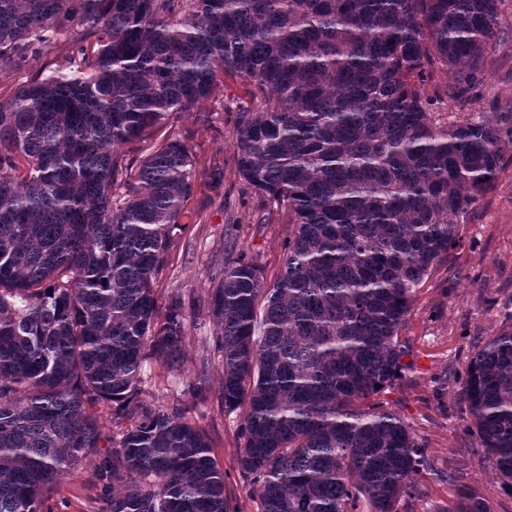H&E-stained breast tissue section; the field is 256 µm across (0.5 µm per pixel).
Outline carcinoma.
<instances>
[{"mask_svg":"<svg viewBox=\"0 0 512 512\" xmlns=\"http://www.w3.org/2000/svg\"><path fill=\"white\" fill-rule=\"evenodd\" d=\"M502 2L0 0L1 75L82 28L0 102V512H53L82 466L106 512H227L204 434L141 379L186 336L153 282L196 158L160 130L226 75L264 101L237 114L238 173L295 225L272 284L239 254L214 291L238 465L261 512H398L425 453L363 402L403 370L415 288L512 165V117L478 111ZM437 70L469 111L444 129ZM136 141L137 165L122 152ZM460 398L512 483V327L474 353ZM455 512L489 508L464 494Z\"/></svg>","mask_w":512,"mask_h":512,"instance_id":"cac0c4a2","label":"carcinoma"}]
</instances>
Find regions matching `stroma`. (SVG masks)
Returning <instances> with one entry per match:
<instances>
[{
    "label": "stroma",
    "mask_w": 512,
    "mask_h": 512,
    "mask_svg": "<svg viewBox=\"0 0 512 512\" xmlns=\"http://www.w3.org/2000/svg\"><path fill=\"white\" fill-rule=\"evenodd\" d=\"M80 35V30H71L48 53L29 56L20 69L0 75V101L44 72L50 59L64 56ZM493 57L485 109L512 113V0H505ZM262 107L239 80L228 77L223 94L206 101L201 112H183L171 121V135L188 147L200 167L222 168L224 180L215 186L208 177L197 176L168 264L154 281L159 302L173 296L182 301L183 358L172 367L149 360L142 372L147 399L155 408H190L191 422L202 428L224 473L228 512H259V503L237 462L244 446L242 414L225 411L219 395L224 361L210 319L215 279L224 266V244L231 241L236 252L256 262L266 281H273L294 232L287 216L237 173L236 114ZM459 231L458 246L434 265L412 295L399 332L409 350L406 369L372 397L397 412L425 450L426 465L415 478L419 492L401 500L399 512H455L465 493L486 498L490 512H512V487L483 458L459 398L477 347L512 326V166ZM50 504L54 512H104L86 468L69 475Z\"/></svg>",
    "instance_id": "stroma-1"
}]
</instances>
